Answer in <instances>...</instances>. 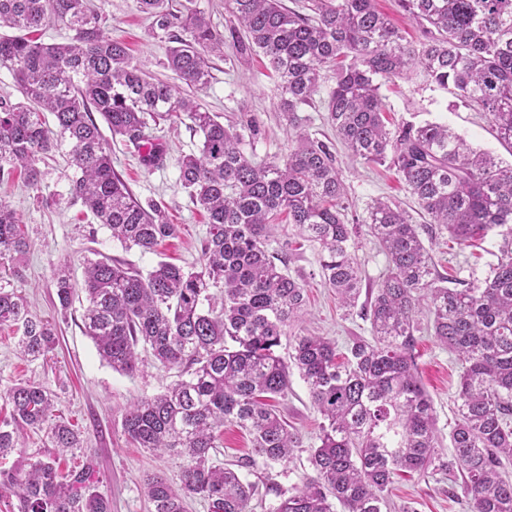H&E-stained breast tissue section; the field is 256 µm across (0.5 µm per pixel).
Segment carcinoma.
I'll use <instances>...</instances> for the list:
<instances>
[{"mask_svg":"<svg viewBox=\"0 0 512 512\" xmlns=\"http://www.w3.org/2000/svg\"><path fill=\"white\" fill-rule=\"evenodd\" d=\"M397 2L421 28L418 40H408L374 0H299L295 9L281 0H229L226 35L200 11L138 0L171 42L167 67L189 87L210 83V57L224 53L227 37L237 62L264 56L296 140L286 154L257 162L237 129L134 65L125 44L103 34L88 0H0V29L12 30L0 33V67L23 97L0 96V174L20 168L37 189V162L70 145L71 200L122 247L147 253L175 237L178 225L161 205L142 204L115 172L93 113L148 167H160L166 150L157 142L144 151L147 119L183 114L201 135L199 154L178 160L182 187L208 217L200 268L160 261L143 274L96 252L84 258L79 290L67 265L53 270L62 308L77 292L85 295L83 332L113 370L135 373L140 345L177 370L165 392L131 404L122 417L138 447L183 459L179 484L147 478L153 512H187L196 498L209 512H251L257 487L214 462L213 453L230 423L251 436L252 454L239 467L291 459L300 441L268 401L287 393L292 369L323 422L319 444L307 449L312 475L286 493L265 487L278 498L272 512H335L338 505L383 512L395 477H444L454 469L469 512H512V164L473 148L446 124L387 125L380 94L382 83L417 69L485 113L512 150V0ZM52 22L74 35L53 44L30 38ZM326 65L336 67V83L321 101L325 119L355 160L394 171L434 233L460 242L500 237L498 262L485 277L441 274L419 225L390 199L374 200L365 219L348 223L335 148L312 136L309 118L299 115L314 106ZM282 214L319 244L323 283L349 310L362 289L356 239L365 233L378 243L387 266L364 306L371 338L353 337L341 354L328 337L295 334L288 360L276 354L306 305L304 280L281 269L268 249ZM28 249L19 217L0 201V265L20 263ZM423 307L435 339L462 363L450 460L414 354ZM0 325L20 332L19 354L29 362L46 358L56 343L55 327L1 284ZM0 400L10 406L0 417V459L18 454L12 468H0V495H15L17 512H112L92 460L60 470V456L82 449V439L55 395L30 379L0 390ZM25 430L43 433L45 450L26 453L19 443Z\"/></svg>","mask_w":512,"mask_h":512,"instance_id":"1","label":"carcinoma"}]
</instances>
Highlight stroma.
I'll return each mask as SVG.
<instances>
[{"instance_id": "obj_1", "label": "stroma", "mask_w": 512, "mask_h": 512, "mask_svg": "<svg viewBox=\"0 0 512 512\" xmlns=\"http://www.w3.org/2000/svg\"><path fill=\"white\" fill-rule=\"evenodd\" d=\"M102 17L105 35L123 41L134 64L169 83L177 78L165 66L167 41L153 29L150 18L139 9L137 0H93ZM213 78L208 87L191 90L190 95L203 109L221 115L224 123L257 121L258 136H245L244 150L255 160L285 154L288 138L279 118L278 80L265 67L262 57H253L248 66L237 65L235 50L225 46L223 59L213 62ZM387 104L390 121L448 124L473 147L488 151L504 163H512L508 152L495 137L486 119L461 102L459 97L432 86L424 76L413 73L384 83L380 89ZM146 135L165 145L167 159L163 167H145L133 147L121 137H106L112 154V166L133 194L144 203L162 202L170 223L179 227L176 237L163 241L154 252L124 250L108 229L69 198V179L73 169L68 150H61L40 161L44 173L40 188L28 185L23 174L0 175V200L16 211L30 241L20 265V274L10 284L28 301L32 315L50 320L56 326L57 344L46 359L23 360L17 350L15 328L0 326V389L25 379H38L54 393L63 418L78 426L83 450L67 457L66 466H77L92 459L101 480V489L112 500V512H150L145 493L148 476L160 474L178 483L182 460L168 453H152L135 447L122 429V417L136 399L162 391L177 378V372L155 362L148 351H141L142 365L134 374L113 371L104 363L92 340L82 331L83 303L74 300L69 309H61L52 283V269L68 264L75 281H82L83 261L90 251H98L124 261L127 266L148 271L167 261L188 267L198 264L209 226L204 211L196 208L179 182V156L198 152L201 138L188 118L171 117L149 125ZM343 177L348 188V218L364 217L373 199L390 197L405 208L413 203L407 189L393 171L383 166L367 167L352 161L345 148H338ZM496 235L473 246L436 236L426 245L440 272L449 277L469 273L485 276L498 261ZM269 249L282 260L288 272L304 276L308 289L306 313L296 330L334 339L338 350H345L350 339L370 333V324L362 308H340L334 291L326 288L319 275V247L297 236L293 226L277 225ZM416 358L421 383L432 400L436 428L443 442L442 452L451 455L449 443L455 421V399L461 374L457 355L442 347L431 335L430 317L418 316ZM275 406L297 433L302 446L293 459L271 467L245 471L246 480L274 484L289 490L301 484L311 470L307 450L317 442L320 414L313 408L308 389L299 375H291L285 396ZM461 478L450 480L428 474L398 478L389 491L387 512H402L403 505L415 512H468L459 492Z\"/></svg>"}]
</instances>
